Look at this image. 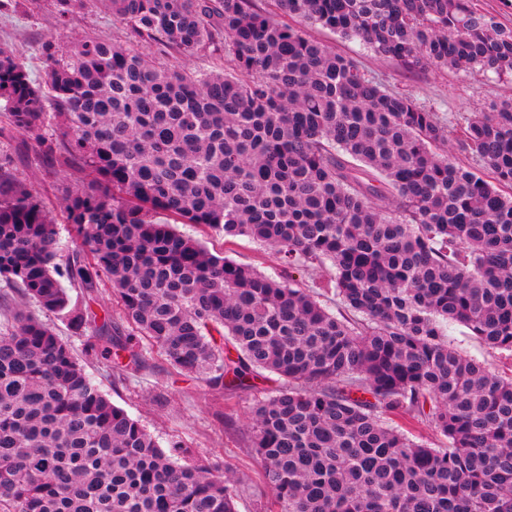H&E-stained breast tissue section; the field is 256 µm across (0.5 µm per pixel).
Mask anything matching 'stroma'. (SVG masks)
Here are the masks:
<instances>
[{
	"label": "stroma",
	"mask_w": 512,
	"mask_h": 512,
	"mask_svg": "<svg viewBox=\"0 0 512 512\" xmlns=\"http://www.w3.org/2000/svg\"><path fill=\"white\" fill-rule=\"evenodd\" d=\"M309 35L341 54L352 57L366 79L383 89L406 95L445 122H458L475 112H485L495 95L512 94V77L499 78L479 70L453 73L427 67L409 73L394 61L374 55L359 41L344 40L330 31L309 28ZM125 40L122 22L98 6L91 5L73 15L67 23L56 17L53 0L30 9L26 0H11L0 9V43L10 46L19 62L37 82L46 75L39 58L42 43L74 45L85 37ZM0 170L38 192L55 218L64 254L75 248L65 222L61 199L68 191H87L90 177L75 169L54 166L40 146L35 132L21 133L7 128L0 117ZM178 230L202 242L211 252L221 253L277 279L293 277L307 287L326 285V268L289 271L270 249L240 236L223 234L202 226L179 225ZM88 373L101 385L112 403L138 419L161 443L176 440L190 448L203 463L217 469H231L241 481L238 512H267L272 491L264 482L260 463L250 446L246 419L257 400L267 397L271 384L258 382L256 388L238 394L231 410H223L213 394L199 381H173L168 363L153 357L146 375L118 379L109 364L88 366Z\"/></svg>",
	"instance_id": "1"
}]
</instances>
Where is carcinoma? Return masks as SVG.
<instances>
[{"mask_svg":"<svg viewBox=\"0 0 512 512\" xmlns=\"http://www.w3.org/2000/svg\"><path fill=\"white\" fill-rule=\"evenodd\" d=\"M65 24L88 0H54ZM128 30L41 46L35 83L0 44V112L96 186L65 197L78 248L32 188L0 186V512H237L239 481L164 448L86 371L149 369L217 393L266 372L248 417L273 512H512V376L457 349L450 323L512 357V97L449 126L286 21L357 38L415 72L512 77V29L471 0H95ZM227 62L186 71L137 48ZM393 195L392 210L379 204ZM245 236L310 289L210 253L158 215ZM112 311L92 307L103 287ZM85 303L71 305L68 288ZM35 303L37 312L26 309ZM88 334L81 353L41 315ZM407 415L443 437L413 440Z\"/></svg>","mask_w":512,"mask_h":512,"instance_id":"carcinoma-1","label":"carcinoma"}]
</instances>
